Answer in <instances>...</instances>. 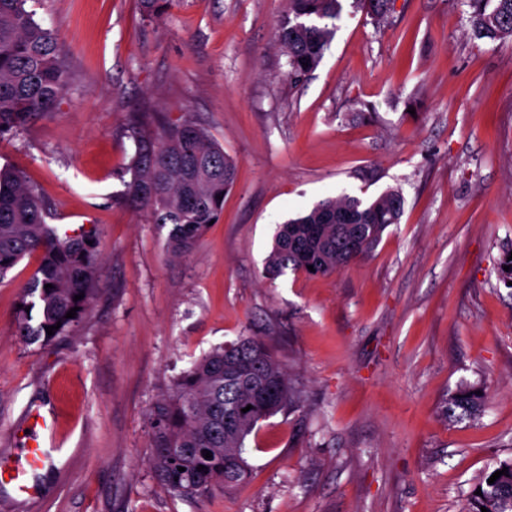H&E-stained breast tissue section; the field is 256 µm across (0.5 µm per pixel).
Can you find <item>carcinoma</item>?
I'll use <instances>...</instances> for the list:
<instances>
[{"label": "carcinoma", "mask_w": 512, "mask_h": 512, "mask_svg": "<svg viewBox=\"0 0 512 512\" xmlns=\"http://www.w3.org/2000/svg\"><path fill=\"white\" fill-rule=\"evenodd\" d=\"M28 0H0V137L29 121L55 112L69 83V68L60 38L41 27ZM174 0H139L148 17L165 13ZM391 0H356L376 23L387 20ZM468 22L477 39L512 38V0H468ZM340 0H289L288 14L276 28V42L288 57V81L298 84L321 62L340 18ZM308 67H303V64ZM136 152L126 200L153 224L171 225L169 256L183 258L218 220L224 195L234 184L235 164L224 148L198 124L183 120L156 128L150 113L135 118ZM404 199L387 190L371 201L340 194L279 225L262 275L268 279L285 270L326 276L372 251L386 229L399 223ZM39 194L19 172L0 169V278L26 256L39 264L23 289L32 298L24 307H39L33 327L24 318L18 335L28 342L48 343L73 326L97 292L98 258L95 233L59 237L47 222ZM84 294L80 300L74 296ZM78 308L73 318L66 317ZM59 326L50 336L48 326ZM234 349L218 347L194 361L152 403V467L156 479L180 495L204 498L214 490L234 487L247 479L233 449L245 451L257 423L299 403L284 365L255 336H241ZM484 397L470 387L459 388L446 405L449 417L476 416ZM250 407L243 413L241 409ZM237 410L232 424L224 411ZM210 453L206 459L203 454ZM205 469H199V466ZM185 471H179V468ZM508 475L494 483L483 478L481 494L470 495L465 512H512V458L495 470Z\"/></svg>", "instance_id": "obj_1"}]
</instances>
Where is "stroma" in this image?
<instances>
[{
	"instance_id": "1",
	"label": "stroma",
	"mask_w": 512,
	"mask_h": 512,
	"mask_svg": "<svg viewBox=\"0 0 512 512\" xmlns=\"http://www.w3.org/2000/svg\"><path fill=\"white\" fill-rule=\"evenodd\" d=\"M317 69L289 83L274 34L288 0H30L71 82L0 137L60 231L96 233L99 292L49 343L16 334L22 259L0 280V462L32 413L53 419L37 499L0 512H464L512 457V40L471 38L466 0H394L376 24L342 0ZM192 119L236 164L192 252L125 201L135 116ZM399 190L403 215L328 277L261 275L277 224L349 193ZM241 336L286 366L299 407L249 437L246 485L200 499L161 485L147 411L191 362ZM482 392L476 418L452 393ZM475 389L470 387L459 388L449 399L446 405V414L449 417H455L456 411H459L458 417H475L483 406V395L475 394Z\"/></svg>"
}]
</instances>
